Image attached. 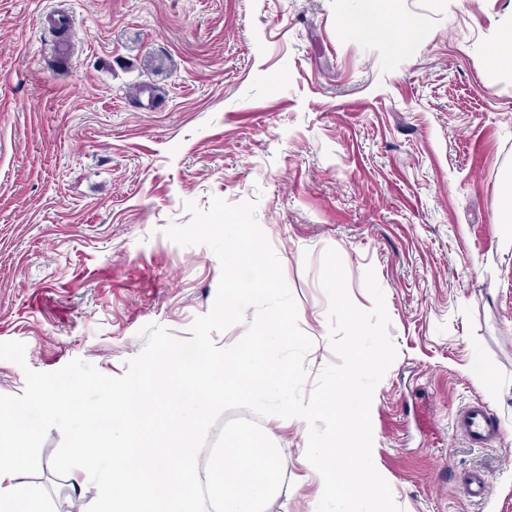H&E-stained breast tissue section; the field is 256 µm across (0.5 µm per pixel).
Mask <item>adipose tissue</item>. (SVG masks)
Here are the masks:
<instances>
[{
    "instance_id": "ef3b65f1",
    "label": "adipose tissue",
    "mask_w": 512,
    "mask_h": 512,
    "mask_svg": "<svg viewBox=\"0 0 512 512\" xmlns=\"http://www.w3.org/2000/svg\"><path fill=\"white\" fill-rule=\"evenodd\" d=\"M337 21L342 28L397 43L408 42L411 36V25L400 17L396 0H367L364 12H342ZM32 433V428L0 422V512H48L39 495L15 481L24 445Z\"/></svg>"
}]
</instances>
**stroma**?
<instances>
[{
  "label": "stroma",
  "instance_id": "1",
  "mask_svg": "<svg viewBox=\"0 0 512 512\" xmlns=\"http://www.w3.org/2000/svg\"><path fill=\"white\" fill-rule=\"evenodd\" d=\"M397 5L404 45L337 27L365 0H0V342L27 362L0 360V394L75 358L123 375L148 324L188 338L220 264L163 230L189 223L185 202L253 200L313 341L309 378L338 361L325 249L364 311L375 271L397 355L373 394L372 459L401 512H512V247L494 209L512 188V70L486 64L512 0ZM52 9L72 29L45 33ZM477 357L494 385L470 377ZM474 402L498 443L457 430ZM262 428L284 461L266 512H311L307 422ZM61 440L51 429L16 481L50 512H87L84 471L51 467ZM476 469L484 499L462 490Z\"/></svg>",
  "mask_w": 512,
  "mask_h": 512
}]
</instances>
